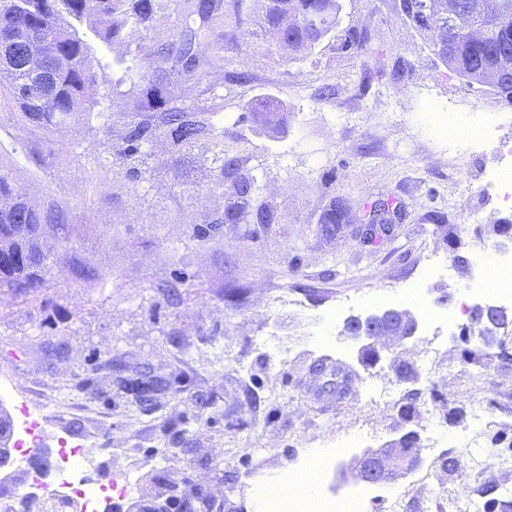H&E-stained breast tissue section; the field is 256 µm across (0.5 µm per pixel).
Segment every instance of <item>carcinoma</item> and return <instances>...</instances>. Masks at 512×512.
<instances>
[{"instance_id":"cac0c4a2","label":"carcinoma","mask_w":512,"mask_h":512,"mask_svg":"<svg viewBox=\"0 0 512 512\" xmlns=\"http://www.w3.org/2000/svg\"><path fill=\"white\" fill-rule=\"evenodd\" d=\"M260 36L275 54L312 51L336 39L342 0H257ZM486 0H399V16L415 28L434 57L466 83L487 87L512 103V27L499 25L484 7ZM166 9V0H0V125L11 121L24 127H66L103 116L101 102L92 91L105 82L104 74L90 60V47L76 25L85 23L104 42L117 45L127 31L148 28ZM455 20L476 31L468 40L448 38V10ZM222 0H187L178 42L161 44L145 65L126 67L135 101L120 134L122 153L143 161L147 148L161 138L166 154L181 160L204 138L214 148L213 188L229 186L236 201L216 212L206 224H195L191 237L213 239L225 224H271L266 207L251 205L256 178L244 172L237 156L224 153V130L198 119L175 91L179 82L197 77L210 36L222 17ZM37 31L39 53L47 71L33 69L24 55L25 42ZM342 46L365 50L368 35L353 29L342 35ZM246 111L260 117L273 133L285 129L287 107L280 101L259 97ZM0 294L28 302L43 286L56 257L54 247L67 240L68 215L55 206L46 208L17 194L13 170L0 163ZM356 215L342 198L331 201L321 223L331 235L338 224H351ZM474 322L481 325L476 339L489 345L501 343L497 328L477 309ZM443 399L434 388L414 392L401 405L408 415L419 398Z\"/></svg>"}]
</instances>
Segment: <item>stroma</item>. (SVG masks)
Segmentation results:
<instances>
[{
	"instance_id": "35a3bbf8",
	"label": "stroma",
	"mask_w": 512,
	"mask_h": 512,
	"mask_svg": "<svg viewBox=\"0 0 512 512\" xmlns=\"http://www.w3.org/2000/svg\"><path fill=\"white\" fill-rule=\"evenodd\" d=\"M398 0H343L342 28L367 31L364 53L340 43L282 61L254 35L255 0H224L201 80L180 84L184 103L211 108L224 129V150L256 178L254 204L275 223L245 229L227 224L214 241L186 238V227L208 221L230 195L211 190L213 152L200 142L179 162H166L154 142L142 175L130 177L117 154L118 117L131 98L115 50L88 35L92 62L106 75L108 122L70 128L0 125V161L29 198L55 201L69 212L70 241L34 299L0 295V395L8 405L43 408L46 471L60 439L81 445L93 476L132 479L134 493L120 512H147L170 486L191 497L195 512H253L258 479L301 467L313 449L340 448L324 464V494L353 486L352 469L406 430L421 438V462L395 484H372L365 512H392L390 495L405 496V512H455L463 494L484 505L480 487L495 481L512 492V463L493 444L512 438V334L503 347L476 348L460 360L466 337L477 334L476 308L463 286L478 245L512 251V207L487 190L501 164L498 142L512 141V104L468 85L433 61L417 31L405 24ZM182 0H168L153 27L132 32L118 51L140 65L157 43L176 39ZM250 83L237 82L239 72ZM269 93L288 108V130L272 138L245 112ZM453 109L459 125L498 116L486 143L451 145L429 115ZM44 153L41 164L32 150ZM346 199L358 216L383 205L395 216L389 232L362 238L359 224L337 234L321 230L331 200ZM448 268L427 282L435 312L450 309L448 325L420 324L414 338L388 341L373 367L361 344L342 335L344 320L399 305V295L426 256ZM185 278L181 300L164 289ZM451 294L449 307L437 302ZM338 361L350 380L346 395L327 387L315 365ZM165 374L171 390L144 408L127 405L107 362ZM410 373L397 379L393 367ZM435 386L444 399L417 400L411 418L404 397ZM495 401L481 438L461 446L478 405ZM111 456H102V449ZM458 460L454 473L440 461Z\"/></svg>"
}]
</instances>
